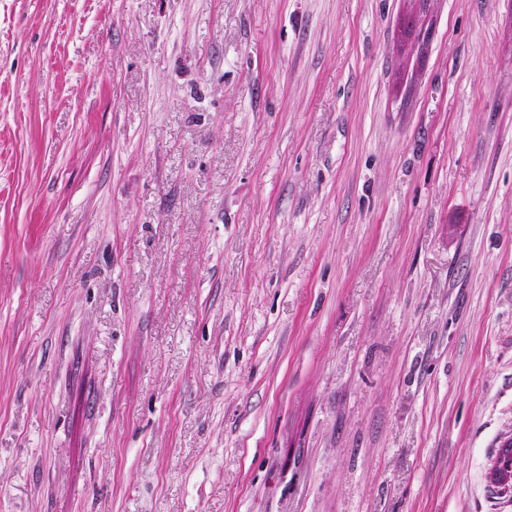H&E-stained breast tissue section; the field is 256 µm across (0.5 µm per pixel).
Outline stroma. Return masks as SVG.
Instances as JSON below:
<instances>
[{
    "label": "stroma",
    "instance_id": "35a3bbf8",
    "mask_svg": "<svg viewBox=\"0 0 512 512\" xmlns=\"http://www.w3.org/2000/svg\"><path fill=\"white\" fill-rule=\"evenodd\" d=\"M0 0V512H512V0ZM499 445L490 468V481L497 493L512 499V461L510 464L507 460L510 454L512 458V433L504 437Z\"/></svg>",
    "mask_w": 512,
    "mask_h": 512
}]
</instances>
